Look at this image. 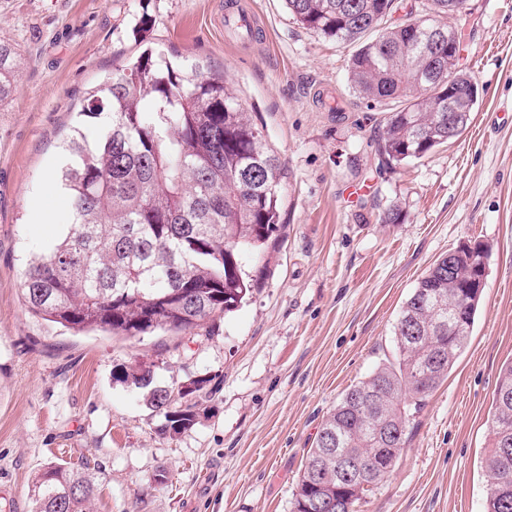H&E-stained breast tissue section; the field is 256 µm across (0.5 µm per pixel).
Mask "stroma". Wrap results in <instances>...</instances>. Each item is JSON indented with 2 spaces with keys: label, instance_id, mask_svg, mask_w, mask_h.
<instances>
[{
  "label": "stroma",
  "instance_id": "stroma-1",
  "mask_svg": "<svg viewBox=\"0 0 512 512\" xmlns=\"http://www.w3.org/2000/svg\"><path fill=\"white\" fill-rule=\"evenodd\" d=\"M231 7L256 16L252 36L225 30ZM450 23L479 84L473 120L391 167L377 139L392 102L358 98L352 46L284 0H0V39L24 57L0 109V512H31V480L52 461L98 468L94 512H291L322 421L392 354L418 279L475 239L491 254L468 345L355 512H483L491 401L512 359V0H467ZM147 48L225 76L285 165L281 224L246 260L251 295L206 328L76 335L27 313L21 273L72 221L45 178L88 92ZM37 202L53 226L33 222ZM389 209L398 223H381ZM136 361L162 386L211 378L195 426L164 434L143 390L114 380Z\"/></svg>",
  "mask_w": 512,
  "mask_h": 512
}]
</instances>
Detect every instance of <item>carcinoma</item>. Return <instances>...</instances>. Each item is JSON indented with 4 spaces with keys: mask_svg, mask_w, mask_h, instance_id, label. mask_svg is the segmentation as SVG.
<instances>
[{
    "mask_svg": "<svg viewBox=\"0 0 512 512\" xmlns=\"http://www.w3.org/2000/svg\"><path fill=\"white\" fill-rule=\"evenodd\" d=\"M309 30L358 44L348 80L368 102H398L378 138L388 165L421 159L448 142V79L456 102L475 108L473 78L435 65L430 34L411 23L416 5L401 0H286ZM18 48L0 41V108L12 99ZM82 115L106 119L93 138L80 129L68 141L59 171L73 223L23 270L26 310L75 332L135 337L158 330L204 328L235 309L252 288L248 254L278 231L285 166L251 122L224 76L196 59L175 64L141 53L88 93ZM438 258L416 283L394 330L395 355L351 386L317 432L293 492L292 512H307L324 483L334 512L381 482L408 440L410 420L465 349L482 290L461 247ZM124 384L147 390L146 403L177 435L196 424L209 379L188 382L195 397L152 386L151 370H116ZM483 512H512V481H502L501 435L512 438V361L499 370L489 419ZM363 465L361 479L336 482V454ZM95 469L50 462L32 479V512H93Z\"/></svg>",
    "mask_w": 512,
    "mask_h": 512,
    "instance_id": "1",
    "label": "carcinoma"
}]
</instances>
